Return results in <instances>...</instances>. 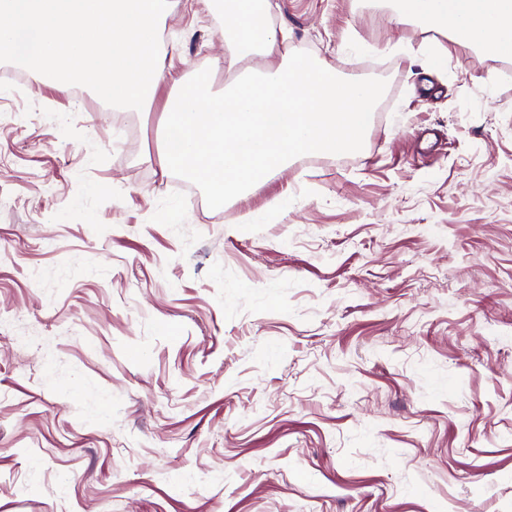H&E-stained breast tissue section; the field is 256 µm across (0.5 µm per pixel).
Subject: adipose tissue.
<instances>
[{
  "label": "adipose tissue",
  "instance_id": "obj_1",
  "mask_svg": "<svg viewBox=\"0 0 512 512\" xmlns=\"http://www.w3.org/2000/svg\"><path fill=\"white\" fill-rule=\"evenodd\" d=\"M390 21L435 32L447 42L428 62L442 69L449 48L512 59V0H365ZM228 78L221 90L187 80L161 46L170 0H0V55L37 71L58 92L83 85L102 102L137 110L160 83L177 96L166 105L162 170L201 180L215 205L246 189L291 156L333 155L355 147L369 126L379 88L339 82L309 59L272 64L282 39L269 25L271 0H219ZM268 58L251 81L248 60Z\"/></svg>",
  "mask_w": 512,
  "mask_h": 512
}]
</instances>
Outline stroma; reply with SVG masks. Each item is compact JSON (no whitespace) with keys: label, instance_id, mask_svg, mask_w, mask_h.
<instances>
[{"label":"stroma","instance_id":"1","mask_svg":"<svg viewBox=\"0 0 512 512\" xmlns=\"http://www.w3.org/2000/svg\"><path fill=\"white\" fill-rule=\"evenodd\" d=\"M273 2V63L384 109L220 209L157 162L168 86L109 108L0 58V512H512V60ZM222 24L172 0L187 78L224 84Z\"/></svg>","mask_w":512,"mask_h":512}]
</instances>
